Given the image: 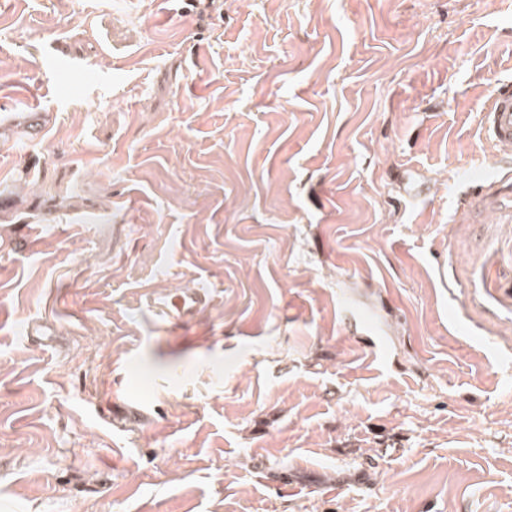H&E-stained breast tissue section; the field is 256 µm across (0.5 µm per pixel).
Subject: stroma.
<instances>
[{
	"instance_id": "obj_1",
	"label": "stroma",
	"mask_w": 512,
	"mask_h": 512,
	"mask_svg": "<svg viewBox=\"0 0 512 512\" xmlns=\"http://www.w3.org/2000/svg\"><path fill=\"white\" fill-rule=\"evenodd\" d=\"M202 2L0 0V512H512V0ZM486 140L494 145H512V83H497L481 109ZM204 291H191L177 296L173 300L153 299L155 313L167 320H183L197 313L200 307L206 302Z\"/></svg>"
}]
</instances>
